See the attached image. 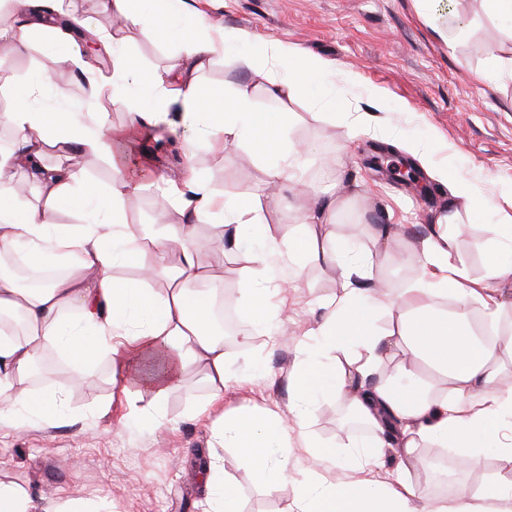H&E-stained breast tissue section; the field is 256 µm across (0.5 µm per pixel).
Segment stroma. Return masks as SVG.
<instances>
[{"mask_svg":"<svg viewBox=\"0 0 512 512\" xmlns=\"http://www.w3.org/2000/svg\"><path fill=\"white\" fill-rule=\"evenodd\" d=\"M218 26L247 32L248 50L277 40L305 53L335 59L338 70L326 90L332 107L307 99L289 101L287 109L256 98L264 122L289 123L293 139L306 152L307 176L325 189L337 171L349 177L351 205L334 224L337 239L369 248V227L393 224L399 238L388 256L369 257L371 278L398 288L411 279L402 260L406 242L427 235L447 203L450 190L422 177L414 189L376 177L370 166L402 158V145H426L433 167L448 168L461 182L487 190L489 205L478 216L464 218L459 252L472 278L486 277L490 248L487 225L497 223L498 207L512 193V81L484 70L485 48L507 38L506 31L483 18L472 19L468 37L449 50L439 35L448 26V0H187ZM362 113L375 114L376 136L356 124ZM183 129L178 108L167 121L147 127L131 145L135 168L155 177L179 180L185 167ZM197 161L208 188L230 203L260 207L272 235H296L295 207L255 160L247 141L223 151L199 149ZM215 221L196 224L197 237L220 233ZM229 244L213 260L214 279L233 289L243 306V273L249 257L264 242L247 229L222 231ZM276 280H288L278 293L282 311L273 328L246 321L239 341L225 346L228 378L224 401L211 402L203 366L184 371L164 397V411L150 421V407L124 394L109 360L76 386L55 375L25 379L32 393L54 389L61 419L22 430L0 428V482L29 495L31 512L46 501L82 512H204L207 489L203 464L219 460L235 486L242 512H296L298 485L293 477L309 468L312 446L352 441L354 425L333 396L313 407L304 431H291L286 467L292 478L271 485L260 481L234 449L218 447L215 431L222 418L272 410L287 413L301 346L312 342L323 301L336 293L339 277L311 264L295 269L281 262ZM412 481L421 500L432 497L442 471L453 470L442 449L426 446Z\"/></svg>","mask_w":512,"mask_h":512,"instance_id":"stroma-1","label":"stroma"}]
</instances>
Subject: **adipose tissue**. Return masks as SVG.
Masks as SVG:
<instances>
[{
    "label": "adipose tissue",
    "mask_w": 512,
    "mask_h": 512,
    "mask_svg": "<svg viewBox=\"0 0 512 512\" xmlns=\"http://www.w3.org/2000/svg\"><path fill=\"white\" fill-rule=\"evenodd\" d=\"M112 18L109 33L96 38L112 60L113 91L137 87L140 95L124 100L126 129L109 128L97 104L104 87L92 85L77 104L49 112L32 107L31 97L53 90L54 63L80 66L83 48L63 40V33L89 31L86 17L65 12L57 0H12V20L0 25V45L11 52L42 39L50 49L41 77L19 92L15 110L0 114V124L15 136L0 146V253H22L35 268L60 264L65 274L47 287L28 292L0 268V315L22 317L25 333L0 330V428L19 429L59 415L51 393L32 395L18 389L43 358L59 354L70 378L82 381L100 357H108L125 388L138 398L161 404L170 383L187 368L204 366L213 398L224 395L227 367L224 340L208 335L211 297L201 291L208 266L202 262L193 226L221 212L225 224L249 225L266 236L259 209L247 203H226L209 193L197 174L185 177L168 205L181 212L183 224L158 234L153 225L130 230L124 220L126 200L142 187L134 177H116L103 191L87 180L78 156L91 153L120 165L117 141L140 127L165 118L171 103L182 106L188 145L204 142L223 149L248 140L257 159L270 160L268 174L307 193L301 174V151L290 146L286 128L254 119V96L280 105L317 96L336 73L334 61L302 53L277 41L265 42L260 57L233 52L247 40L239 29L218 28L202 13L189 11L185 0H101ZM173 41L176 51L167 66L148 70L126 51V44L144 26ZM228 68L253 75L250 85L214 94L200 76L214 59ZM67 162L47 166L49 150ZM34 191L25 205L15 202L16 185ZM454 200L437 218L443 230L416 240L405 260L415 276L391 291L357 288L369 278L361 251L338 242L332 233L317 234L316 225L330 223L341 207L335 196L303 211V234L295 242L268 239L264 251L252 255L245 268L246 311L256 322L277 320L269 295V273L284 256L340 271L342 291L325 304L315 344L301 353L294 375L293 400L287 415L275 412L229 417L218 425L222 446L236 449L254 472L279 481L286 469L288 431L303 427L311 407L324 395L335 396L359 428L358 449L344 456L333 448L317 449V467L299 487V512H512V387L498 383L504 367H512V323L507 322L500 284L512 282V247L493 246L486 255L488 275L470 277L458 255L451 226L478 213L487 197L471 186H455ZM70 207L79 224H60L56 215ZM136 259L140 277L117 281L114 268ZM164 289H153L155 281ZM479 306L481 327L470 322ZM388 323L376 327L379 314ZM327 351L343 353L344 362L328 364ZM490 441L503 467L482 492L458 491L421 503L409 471L424 445L457 449L459 468L478 464ZM396 446L395 488L378 482L354 484L326 481L321 465L381 467L385 450Z\"/></svg>",
    "instance_id": "ef3b65f1"
}]
</instances>
